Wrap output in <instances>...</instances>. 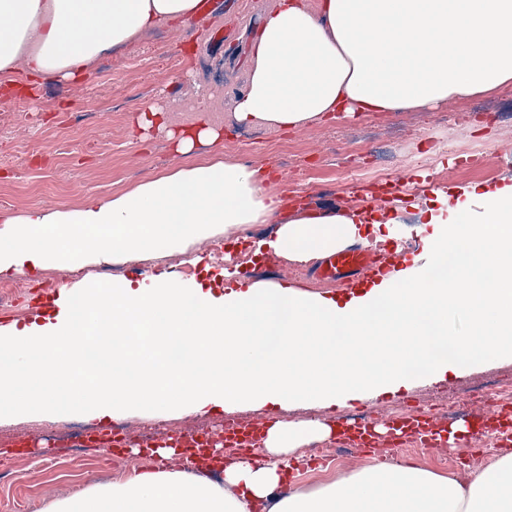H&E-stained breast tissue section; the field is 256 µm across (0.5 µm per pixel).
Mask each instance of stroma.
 <instances>
[{
  "label": "stroma",
  "instance_id": "stroma-1",
  "mask_svg": "<svg viewBox=\"0 0 512 512\" xmlns=\"http://www.w3.org/2000/svg\"><path fill=\"white\" fill-rule=\"evenodd\" d=\"M274 0H211L204 19L162 26L112 52L80 83H44L15 92L0 87V214L30 210L71 212L114 197L159 174L223 155L226 161L266 169L282 201L281 216L302 209L368 205L394 210L396 223L365 226L366 246L385 252L404 249L407 260L422 257L430 238L444 232L430 223L441 204L438 192L477 185L494 188L512 181V93L449 100L433 109L371 112L353 119L313 123L293 131L264 125L239 126L232 101L244 86L249 34L259 13ZM150 103L166 111V126L141 130L137 112ZM221 131L218 143L180 155L167 136L199 120V106ZM276 221L246 224L232 233L216 229L203 242L185 241L181 251L115 254L84 258L75 270L55 264L0 274L16 288L18 305L0 307V323L24 326L53 308L44 287L78 280L140 281L168 274L222 292L223 270H238L240 282L282 283L328 297L349 294L348 286L316 275L318 260L298 261L268 254L256 259L257 241L274 236ZM512 382V357L488 358L448 372L444 379H419L409 388L373 400L328 408L308 403L287 409L243 404L224 412L182 416L129 415L116 421L64 417L53 421L31 413L0 419V512H50L56 499L93 484L125 481L134 468L155 467L136 435L158 427L159 438L184 431L216 432L235 421L248 426L283 417L305 425H335L341 412L402 416L407 409L434 414L447 402H465L470 391L490 381ZM125 428L123 456L76 457L63 448H38L19 455L16 443L74 433L86 428Z\"/></svg>",
  "mask_w": 512,
  "mask_h": 512
}]
</instances>
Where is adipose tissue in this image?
I'll use <instances>...</instances> for the list:
<instances>
[{"label":"adipose tissue","mask_w":512,"mask_h":512,"mask_svg":"<svg viewBox=\"0 0 512 512\" xmlns=\"http://www.w3.org/2000/svg\"><path fill=\"white\" fill-rule=\"evenodd\" d=\"M207 0H0V85L78 80L104 55ZM512 91V0H275L258 20L242 91V125L288 129L358 112L424 109ZM452 224L429 262L371 288L326 298L253 284L223 293L165 279L72 293L24 327L0 326V417L31 412L108 419L181 415L242 403L336 406L512 357V185L442 194ZM282 200L261 168L215 157L159 175L73 213L29 211L0 236V272L76 265L115 249L175 250L275 218ZM366 209L296 212L270 250L300 261L329 254L375 223ZM58 225L55 234L33 227ZM98 225L111 235L93 234ZM329 425L275 420L258 457L228 463L223 483L151 469L57 500L52 512H512V454L468 480L372 457L304 492L285 486L291 454Z\"/></svg>","instance_id":"1"}]
</instances>
